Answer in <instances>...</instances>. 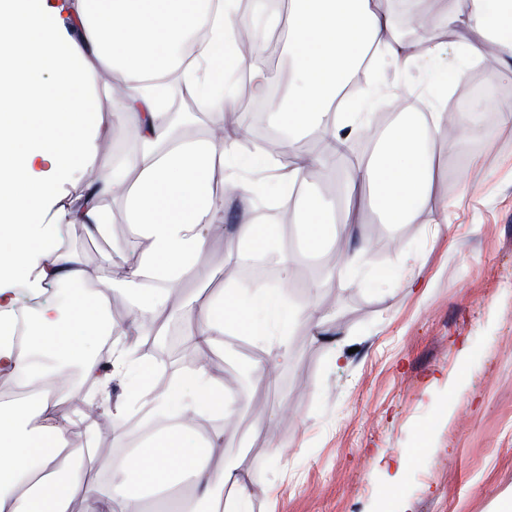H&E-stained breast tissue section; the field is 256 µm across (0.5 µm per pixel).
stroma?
Instances as JSON below:
<instances>
[{"instance_id":"stroma-1","label":"stroma","mask_w":512,"mask_h":512,"mask_svg":"<svg viewBox=\"0 0 512 512\" xmlns=\"http://www.w3.org/2000/svg\"><path fill=\"white\" fill-rule=\"evenodd\" d=\"M398 28L418 33L420 15L444 11L447 29L429 34L438 49L429 70L364 69L356 89L375 86L380 127L425 111L429 95L455 102L472 80L487 84L483 113L512 101V70L484 58L464 60L456 16L464 0H385ZM433 195L414 223L392 226L362 211L355 232L386 280L361 287L329 276L334 251L302 261L285 288L300 304L305 284L321 281L315 297L332 333L315 339L309 327L288 330L291 358L276 377L258 378L249 362L261 357L246 336H229L209 369L222 377L237 410L224 421L201 420L200 437L223 429L225 464L251 486V512H512V125L477 122L457 143L437 139ZM105 235L69 233V246L88 271L103 253L127 258L131 233L121 203L105 198ZM447 211L449 236L429 219ZM231 236L213 238L199 257L211 273L179 285V309L235 278L226 256ZM412 253L419 287L401 278L399 256ZM341 360H334L336 350ZM427 441V452L398 474L396 457Z\"/></svg>"}]
</instances>
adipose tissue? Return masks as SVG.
I'll return each mask as SVG.
<instances>
[{
    "label": "adipose tissue",
    "mask_w": 512,
    "mask_h": 512,
    "mask_svg": "<svg viewBox=\"0 0 512 512\" xmlns=\"http://www.w3.org/2000/svg\"><path fill=\"white\" fill-rule=\"evenodd\" d=\"M461 26L471 39L460 45L463 57L482 56L495 43L500 59H512V0H468ZM252 22L238 0H0V372L17 385L34 389V410L0 402V512H72L80 497L93 499L97 512H145L144 494L188 483L187 496L172 512H249L252 496L246 478L214 458L224 439L216 432L199 438L200 417L233 414L235 400L223 379L201 366L177 375L151 395L149 417L155 430L144 448L103 465L90 475L65 454L70 398L58 382L70 370L98 380L100 363L122 379V409L138 408L149 389L146 360L130 349L100 352L99 342L115 328L106 305L113 294L128 297L125 332L142 329L148 317L164 313L171 291L188 276L206 278L198 257L217 229V201L211 190L216 163L229 174L225 196L254 190L287 195L302 183L309 166L331 172L347 154L351 133L370 125L367 113L336 116L333 106L350 77L369 54L409 69L429 61L433 48L418 49L404 40L389 14L375 0H288L274 23L286 34L292 61L288 90L272 105L269 118L286 129L290 142L318 131L328 151L312 159L292 151L290 164L267 151L243 152L241 136L180 137L169 119V88L186 84L209 93L212 105L231 112L237 101L223 90L225 72L247 69L254 98H267L265 71L227 53L236 32ZM109 74L127 87L120 112L136 138L122 166L89 180L76 204L63 203L60 182L85 177L92 167L95 136L106 107L90 76ZM445 113L407 115L380 136L356 177L369 188L364 205L391 225L409 224L429 201L435 181L428 143L441 135ZM239 170L270 172L266 181L238 180ZM120 196L136 229V261L123 276L111 273L103 255L96 273L78 256L56 247L60 228L78 224L89 235L107 230L103 197ZM299 250L280 245L283 274L301 256L343 244L342 269L356 277L369 262V247L353 237L351 221L336 218L333 197L306 192L294 216ZM23 282L33 292L65 283L72 292L66 309L44 306L28 322L21 347H13V287ZM182 316L194 321L189 334L204 352L220 350L228 336L261 340L265 356L255 372L287 363L288 327L301 321L327 331L329 317L317 305H290L282 289L245 292L223 289L187 302ZM232 500H224L225 489Z\"/></svg>",
    "instance_id": "1"
}]
</instances>
